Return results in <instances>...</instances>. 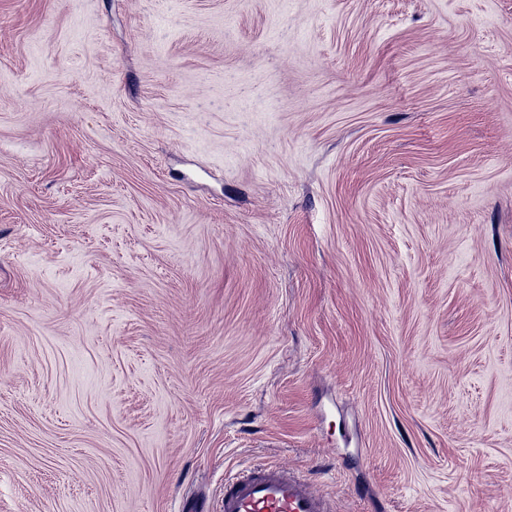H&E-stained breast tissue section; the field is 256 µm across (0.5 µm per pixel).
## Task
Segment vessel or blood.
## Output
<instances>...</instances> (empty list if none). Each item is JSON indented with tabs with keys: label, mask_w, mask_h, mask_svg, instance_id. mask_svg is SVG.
Masks as SVG:
<instances>
[{
	"label": "vessel or blood",
	"mask_w": 512,
	"mask_h": 512,
	"mask_svg": "<svg viewBox=\"0 0 512 512\" xmlns=\"http://www.w3.org/2000/svg\"><path fill=\"white\" fill-rule=\"evenodd\" d=\"M221 512H336V506L311 480L263 464L225 482Z\"/></svg>",
	"instance_id": "vessel-or-blood-1"
}]
</instances>
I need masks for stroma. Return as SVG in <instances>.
<instances>
[{"label": "stroma", "mask_w": 512, "mask_h": 512, "mask_svg": "<svg viewBox=\"0 0 512 512\" xmlns=\"http://www.w3.org/2000/svg\"><path fill=\"white\" fill-rule=\"evenodd\" d=\"M512 512V0H0V512ZM308 478L278 465H257L224 483L220 512H335Z\"/></svg>", "instance_id": "obj_1"}]
</instances>
